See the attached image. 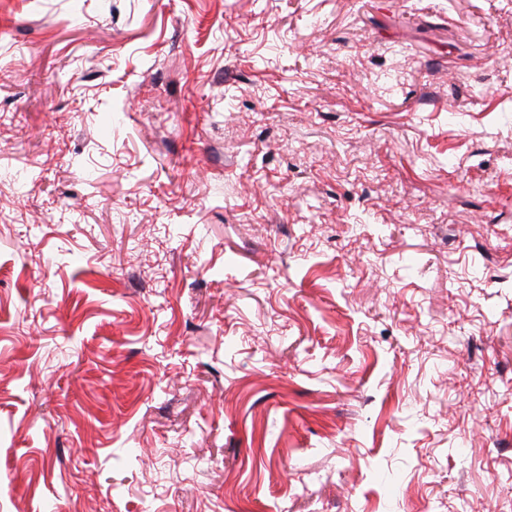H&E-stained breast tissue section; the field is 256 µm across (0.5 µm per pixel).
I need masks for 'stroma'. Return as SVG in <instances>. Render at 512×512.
<instances>
[{"label":"stroma","instance_id":"stroma-1","mask_svg":"<svg viewBox=\"0 0 512 512\" xmlns=\"http://www.w3.org/2000/svg\"><path fill=\"white\" fill-rule=\"evenodd\" d=\"M0 512H512V0H0Z\"/></svg>","mask_w":512,"mask_h":512}]
</instances>
